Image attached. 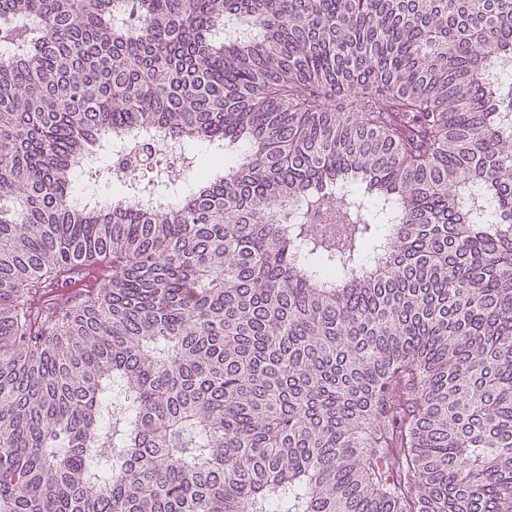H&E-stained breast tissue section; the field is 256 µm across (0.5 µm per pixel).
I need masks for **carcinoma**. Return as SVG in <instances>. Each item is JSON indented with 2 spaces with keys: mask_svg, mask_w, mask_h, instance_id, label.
<instances>
[{
  "mask_svg": "<svg viewBox=\"0 0 512 512\" xmlns=\"http://www.w3.org/2000/svg\"><path fill=\"white\" fill-rule=\"evenodd\" d=\"M0 48V512H512V0H0ZM153 130L239 154L70 203Z\"/></svg>",
  "mask_w": 512,
  "mask_h": 512,
  "instance_id": "1",
  "label": "carcinoma"
}]
</instances>
